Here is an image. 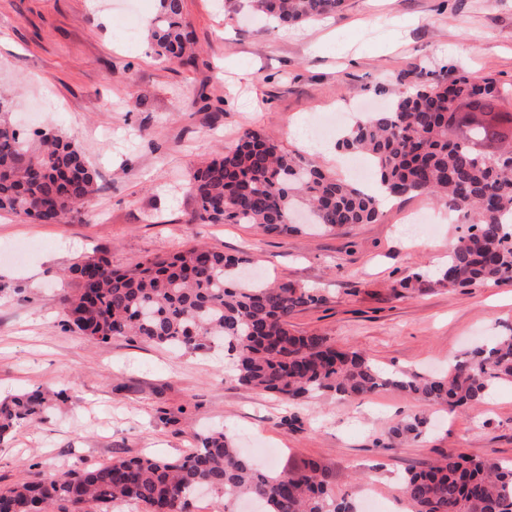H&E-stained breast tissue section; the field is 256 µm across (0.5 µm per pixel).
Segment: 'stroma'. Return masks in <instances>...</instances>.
I'll return each mask as SVG.
<instances>
[{
  "instance_id": "1",
  "label": "stroma",
  "mask_w": 512,
  "mask_h": 512,
  "mask_svg": "<svg viewBox=\"0 0 512 512\" xmlns=\"http://www.w3.org/2000/svg\"><path fill=\"white\" fill-rule=\"evenodd\" d=\"M138 2L131 28L111 0H0V89L12 97V121L75 136L98 182L80 211L55 224L0 213V398L38 387L68 393L48 419L0 444V487L120 457L178 458L215 428L238 447L274 449L278 472L317 461L352 502L368 484L391 505L406 472L451 451L512 462L510 382L456 413L390 389L357 400L321 393L296 412L240 386L223 348L96 344L65 326L59 304L76 288L64 271L78 259L104 256L127 270L203 244L314 291L320 301L293 316L296 331L325 334L388 372L447 369L512 325V285L435 283L466 226L438 224L422 246H408L405 219L433 213L427 197L390 199L375 224L277 236L191 223L180 186L248 129L348 178L329 157L335 138L311 152L292 127L358 104L381 108L423 69L512 84V0H346L335 16L280 30L251 19L247 0H185L199 49L192 65L154 58L144 36L154 5ZM415 271L426 277L421 288L396 292ZM416 415L427 420L422 436L392 446V427Z\"/></svg>"
}]
</instances>
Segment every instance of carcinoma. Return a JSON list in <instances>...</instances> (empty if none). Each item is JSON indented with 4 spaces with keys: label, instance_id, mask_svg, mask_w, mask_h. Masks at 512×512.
<instances>
[{
    "label": "carcinoma",
    "instance_id": "cac0c4a2",
    "mask_svg": "<svg viewBox=\"0 0 512 512\" xmlns=\"http://www.w3.org/2000/svg\"><path fill=\"white\" fill-rule=\"evenodd\" d=\"M156 2L146 30L152 50L168 62H195L184 0ZM343 2L250 0V7L290 25L332 14ZM510 99L512 89L492 78H427L399 92L388 109L355 118L336 141L338 149L366 155L390 195H424L469 222L439 272V282L450 288L512 284ZM10 108L0 93V211L54 224L95 194L96 173L75 137L39 131L35 144L13 124ZM183 192L193 202L191 223L250 224L284 236L303 230L291 221L300 210L311 216L308 226L324 231L374 224L382 215L380 198L256 130L195 168ZM249 263L205 246L123 272L105 257L89 256L69 268L77 291L61 304L67 324L98 343L134 336L202 351L220 339L233 352L239 385L294 407L320 392L356 400L391 388L451 412L475 406L497 382H512V328L463 353L440 376L387 373L326 335L297 333L290 318L319 296L288 282H256L244 271ZM50 407L38 388L0 401V441L23 422L45 418ZM425 425L415 416L393 427L390 437L416 439ZM203 487L224 499V512H235L243 498L259 500V512H354L316 463L288 474L261 469L222 430L178 459L119 458L0 489V512H87L130 502L149 512H187L188 499ZM401 493L410 512H512V466L450 452L404 476Z\"/></svg>",
    "mask_w": 512,
    "mask_h": 512
}]
</instances>
